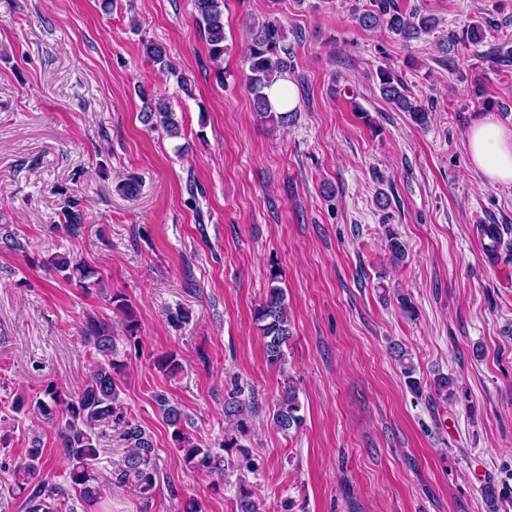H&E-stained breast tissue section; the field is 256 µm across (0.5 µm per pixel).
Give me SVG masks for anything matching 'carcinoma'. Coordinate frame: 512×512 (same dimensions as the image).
<instances>
[{
	"label": "carcinoma",
	"instance_id": "obj_1",
	"mask_svg": "<svg viewBox=\"0 0 512 512\" xmlns=\"http://www.w3.org/2000/svg\"><path fill=\"white\" fill-rule=\"evenodd\" d=\"M371 8L364 11L353 9L358 25L365 30L384 27L402 42L409 43L423 35L437 30L434 16L423 14L416 9L404 11L397 0H370ZM197 22L203 29L211 58L221 63L224 58V0H195ZM496 26L492 20L470 25L457 33L450 31L441 38L440 47L446 54L458 50V46H477L484 42L487 29ZM285 40L281 26L269 21L262 23L254 35L255 49L251 50L248 64L247 85L253 95V107L261 122L273 126L287 125L292 120L291 112H276L267 97L266 89L288 72V58L283 56L287 49L280 46ZM149 59L171 75H178L176 67L168 59L162 46H146ZM382 97L399 110L409 113L412 120L425 126L430 121V112L417 102L411 101L403 80L390 68L377 72ZM142 123L150 129L162 128L176 138L181 127L169 101L157 95H144L141 112ZM45 263L63 279L78 288L88 290L100 288L103 280L99 272L82 259L67 254L50 255ZM280 273L271 271L265 295L253 310V320L261 337L267 364L279 367L286 361V349L293 336L288 316V299L280 286ZM113 309L122 315L123 335L128 341L138 340L139 322L126 298L116 293L110 296ZM82 334L93 349V357L84 383L74 394L63 398L52 384L33 396L18 394L12 403L17 414H31L48 421L57 422V437L60 458L66 463L65 480L54 483L44 476L47 460L43 457L39 440H33L25 460L15 464L14 474L21 479L17 483L25 493L22 503L24 512H74L69 505L77 498L84 509L90 510L100 503L102 490L92 472V462L101 452V442L119 431L123 441V456L119 481L130 483L146 494L154 486L152 463L156 448L151 434L125 410L120 394L125 384L127 364L118 359L115 337L112 336V322L88 314L84 317ZM395 357L400 364L401 374L408 387L418 393L421 382L416 378L417 369L411 357L401 347L395 348ZM154 367L169 376L180 371L181 365L171 354L154 360ZM155 402L166 426L172 429L171 438L176 448L183 453L184 462L195 471L224 473L225 469L251 470L249 449L241 441L248 438L253 416L258 404L254 399L242 397L236 390L224 399V416L232 425V434L224 436V450L227 456H215L185 430L187 418L178 404L165 395L155 396ZM301 404L295 387L288 386L273 404L272 423L284 433L297 432L304 424L300 414ZM238 512H260L253 499V491L245 477H238Z\"/></svg>",
	"mask_w": 512,
	"mask_h": 512
}]
</instances>
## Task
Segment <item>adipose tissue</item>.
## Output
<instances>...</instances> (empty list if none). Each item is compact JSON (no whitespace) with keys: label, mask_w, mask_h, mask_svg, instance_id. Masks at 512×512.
<instances>
[{"label":"adipose tissue","mask_w":512,"mask_h":512,"mask_svg":"<svg viewBox=\"0 0 512 512\" xmlns=\"http://www.w3.org/2000/svg\"><path fill=\"white\" fill-rule=\"evenodd\" d=\"M466 148L484 183L512 184V128L485 116L468 131Z\"/></svg>","instance_id":"obj_1"}]
</instances>
